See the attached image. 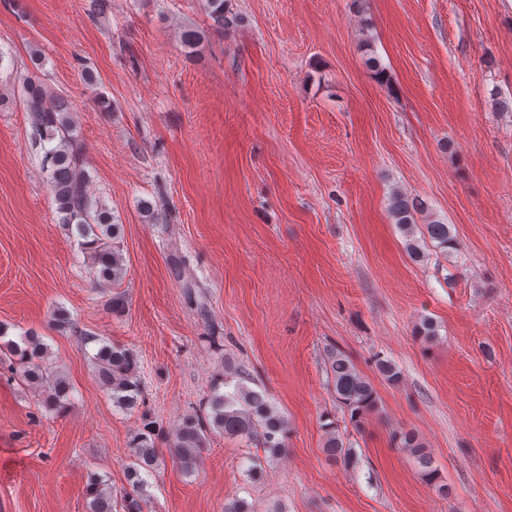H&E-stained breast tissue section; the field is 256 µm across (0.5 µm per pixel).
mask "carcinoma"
Instances as JSON below:
<instances>
[{
    "label": "carcinoma",
    "instance_id": "cac0c4a2",
    "mask_svg": "<svg viewBox=\"0 0 512 512\" xmlns=\"http://www.w3.org/2000/svg\"><path fill=\"white\" fill-rule=\"evenodd\" d=\"M228 2L205 0L204 9L213 25L227 28L238 21ZM23 104L29 115L33 144L43 151L40 166L47 175L59 223L76 231L81 239L94 281L109 284L120 281L125 274L124 258L116 245L120 225L114 222L112 211L104 201L91 191L92 177L73 148L75 126L71 104L63 94L50 90L33 74L24 81ZM421 209V202L401 192L391 197L389 212L406 239L407 253L419 262L429 257L423 245L426 239L434 242L438 252L444 254L455 246L449 225L438 221L416 224L414 214ZM172 270L176 278L185 283L186 289H191L193 273L186 258L174 257ZM83 341L96 346L91 357L94 374L101 387L112 394L115 406L124 412L136 411L145 403L136 353L89 333L83 334ZM48 354L49 348L40 337L29 333L14 340L6 337V329L0 326V359H8L12 377L34 389L46 410L63 412L71 404L73 387L62 370L47 363ZM327 363L336 401L352 425H361L378 405L373 382L338 348L328 352ZM376 369L388 385L401 384L402 372L391 360L378 358ZM224 376L236 379L234 390L221 393L219 387H214L207 410L185 415L171 430L173 457L186 474L196 470L201 450L214 432L228 438L245 439L273 456L285 452L288 435L285 415L266 392L247 385L249 373L242 368L226 365ZM323 429L328 455L350 461L352 448L338 432L336 422L323 424ZM153 432L155 426L148 424L145 432L136 434L133 439L132 460L125 473L130 490L121 500L114 499L112 487L103 477L96 473L88 476V512H143L148 498L147 477L159 466L158 451L150 439ZM394 440L398 447L413 456L422 477L430 482L438 479L433 458L415 432L400 430L394 434Z\"/></svg>",
    "mask_w": 512,
    "mask_h": 512
}]
</instances>
